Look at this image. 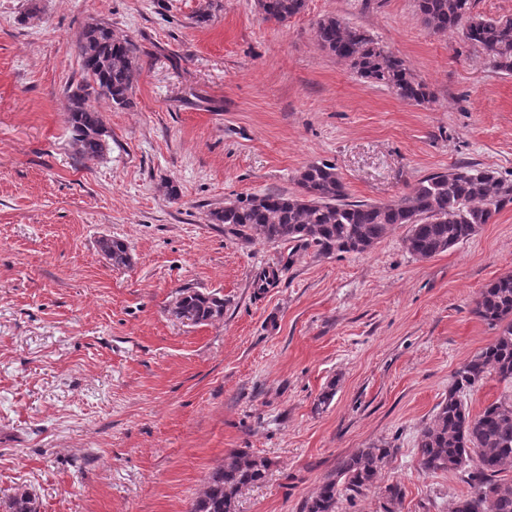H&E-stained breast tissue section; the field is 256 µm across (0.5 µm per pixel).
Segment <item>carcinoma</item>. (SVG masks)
<instances>
[{
    "label": "carcinoma",
    "mask_w": 512,
    "mask_h": 512,
    "mask_svg": "<svg viewBox=\"0 0 512 512\" xmlns=\"http://www.w3.org/2000/svg\"><path fill=\"white\" fill-rule=\"evenodd\" d=\"M474 5L475 0H416L431 33L462 30L499 71L512 74V17L481 16L473 13ZM304 6L305 0H258L263 19L278 23ZM314 35L324 51L347 62L362 78L386 86L403 100L417 104L428 100L426 85L363 29L328 16L316 23ZM77 48L83 77L68 89V123L78 153L98 158L108 151V134L93 99L103 95L120 107L131 103L139 76L137 47L113 37L107 25L95 23L84 28ZM297 184L300 192L292 196L240 194L213 211L212 219L248 241L297 242L327 255L367 253L393 229L406 226L408 250L426 260L471 239L512 203V183L493 170L468 163L421 179L410 194L391 204L348 201L345 184L330 163L305 166ZM97 246L112 267L132 264L123 240L103 236ZM173 313L180 319L189 315L196 323L219 319L224 315V297L185 287ZM474 313L500 327V333L455 373L448 399L419 430L417 464L423 474L466 471L469 492L455 500L450 512H512V478L503 477L512 473V394L500 396L476 415L460 398L489 375L512 383V274L498 277L479 292ZM390 454L389 448L372 446L340 459L335 473L306 502L305 512H339L342 501L371 488ZM269 467L265 458L246 450L231 451L224 465L208 477L191 512H236L242 489L261 483ZM404 495L399 483L385 486L383 512H394ZM4 508L37 512L31 494L22 488Z\"/></svg>",
    "instance_id": "carcinoma-1"
}]
</instances>
